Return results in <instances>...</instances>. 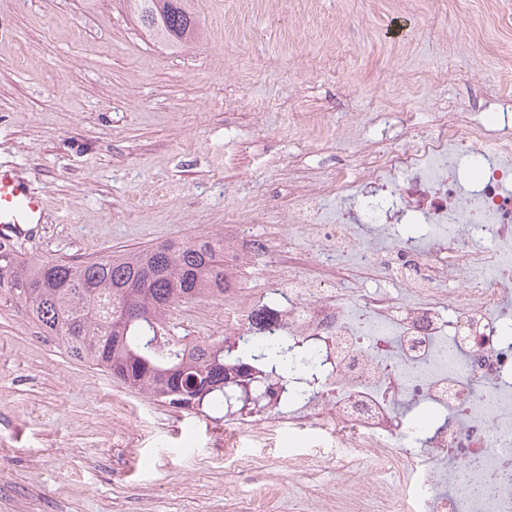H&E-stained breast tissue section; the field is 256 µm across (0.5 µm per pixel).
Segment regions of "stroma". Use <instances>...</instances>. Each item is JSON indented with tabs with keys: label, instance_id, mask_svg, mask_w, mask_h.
<instances>
[{
	"label": "stroma",
	"instance_id": "obj_1",
	"mask_svg": "<svg viewBox=\"0 0 512 512\" xmlns=\"http://www.w3.org/2000/svg\"><path fill=\"white\" fill-rule=\"evenodd\" d=\"M200 35L153 40L123 0H0V166L45 197L24 256L83 262L252 219L269 258L308 249L291 186L512 113V0H192ZM349 112L407 121L350 124ZM321 116L319 128L298 123ZM224 335V302L177 306ZM188 414L69 357L0 303V512H356L375 463L274 423Z\"/></svg>",
	"mask_w": 512,
	"mask_h": 512
}]
</instances>
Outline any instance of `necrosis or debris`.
I'll use <instances>...</instances> for the list:
<instances>
[{
    "label": "necrosis or debris",
    "instance_id": "obj_1",
    "mask_svg": "<svg viewBox=\"0 0 512 512\" xmlns=\"http://www.w3.org/2000/svg\"><path fill=\"white\" fill-rule=\"evenodd\" d=\"M483 177L464 185L461 159ZM336 202L334 215L321 209ZM287 221L305 227L320 265L347 247L358 267L405 292L349 294L298 270L270 269L274 303L265 332L287 337L305 360L273 377L289 422L319 428L334 448L385 465L388 479L353 484L361 508L404 479L402 512H512V117L495 136L452 113L432 135L380 152L355 169L299 185ZM418 224L419 235H402ZM248 230L224 242V273L264 255ZM447 414L420 432L412 405Z\"/></svg>",
    "mask_w": 512,
    "mask_h": 512
}]
</instances>
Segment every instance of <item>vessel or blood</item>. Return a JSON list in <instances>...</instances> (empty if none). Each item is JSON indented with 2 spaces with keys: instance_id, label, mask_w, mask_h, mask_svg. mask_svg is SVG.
<instances>
[{
  "instance_id": "obj_1",
  "label": "vessel or blood",
  "mask_w": 512,
  "mask_h": 512,
  "mask_svg": "<svg viewBox=\"0 0 512 512\" xmlns=\"http://www.w3.org/2000/svg\"><path fill=\"white\" fill-rule=\"evenodd\" d=\"M45 200L13 170L0 168V244L15 246L36 234Z\"/></svg>"
}]
</instances>
